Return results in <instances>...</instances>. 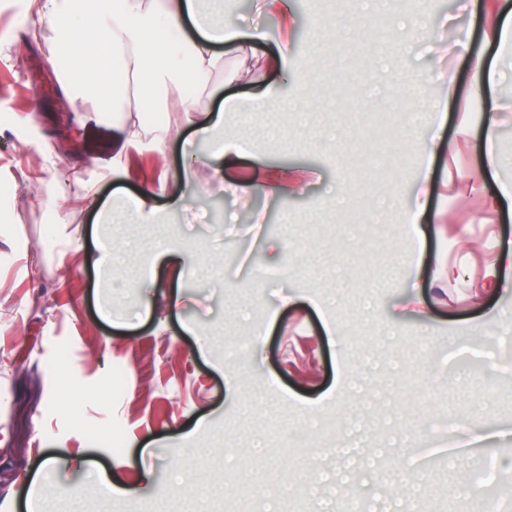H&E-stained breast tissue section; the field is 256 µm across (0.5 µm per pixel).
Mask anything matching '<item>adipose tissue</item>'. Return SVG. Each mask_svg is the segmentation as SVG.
Wrapping results in <instances>:
<instances>
[{
	"mask_svg": "<svg viewBox=\"0 0 512 512\" xmlns=\"http://www.w3.org/2000/svg\"><path fill=\"white\" fill-rule=\"evenodd\" d=\"M28 6L33 23L50 24L62 49L93 72L87 83L65 79V88L76 91L93 85L97 111L119 105L127 112L121 147L112 159L113 170L125 176L132 173L127 150L143 137V124L136 117L143 109L141 97L121 88L128 76L141 78L150 88L204 86L226 67L221 45L232 44L244 54L253 41L267 37L259 30L240 32L224 0H211L205 20L200 0H29ZM245 152L238 140L223 136L215 139L208 154H189L190 168L178 174L183 193L173 199V206H183L186 196L196 191L192 167L207 169L211 179L220 182L225 159Z\"/></svg>",
	"mask_w": 512,
	"mask_h": 512,
	"instance_id": "ef3b65f1",
	"label": "adipose tissue"
}]
</instances>
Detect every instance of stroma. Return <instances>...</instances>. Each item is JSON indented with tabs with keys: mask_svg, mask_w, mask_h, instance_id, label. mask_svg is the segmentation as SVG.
Listing matches in <instances>:
<instances>
[{
	"mask_svg": "<svg viewBox=\"0 0 512 512\" xmlns=\"http://www.w3.org/2000/svg\"><path fill=\"white\" fill-rule=\"evenodd\" d=\"M378 2L291 0L285 79L264 65L280 17L260 0H224L241 31L269 40L245 61L226 52L208 87L158 93L154 107L182 134L164 164L150 140L130 149L126 179L111 173V119L72 104L50 64L54 34L31 38L33 24L16 21L27 0H0V512H339V482L369 512H403L399 475L417 481L416 512L487 501L512 512V267L501 262L512 254V44L485 45V0ZM379 23L402 38L378 42ZM463 29L499 72L484 98L501 107L491 171L472 60L450 50ZM380 63L417 125L366 96ZM448 76L439 123L431 106ZM261 81L281 86L279 110L252 102ZM350 81L363 96L344 93ZM183 96L193 111L163 109ZM228 96L240 107L223 111ZM219 116L248 155L220 184L199 170L196 195L168 212L185 144L207 151L198 129ZM432 135L434 192L414 227L419 148ZM258 158L296 168L305 191L224 189ZM74 173L99 180L97 199L73 194ZM162 184L158 223H104L101 205L124 209L116 191ZM376 216L386 238L368 233ZM276 237L285 250L271 264L264 242ZM170 245L194 256L189 278L139 287ZM411 294L425 314L396 317ZM243 341L230 361L226 346ZM349 435L359 453L347 464L333 450ZM121 452L128 463L112 470ZM49 458V482L36 481ZM111 474L129 496H108Z\"/></svg>",
	"mask_w": 512,
	"mask_h": 512,
	"instance_id": "stroma-1",
	"label": "stroma"
}]
</instances>
